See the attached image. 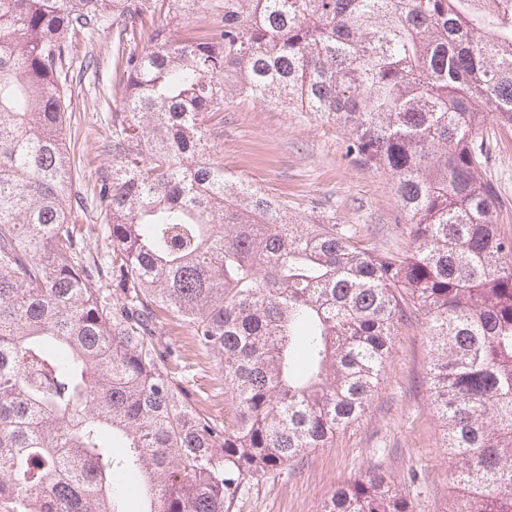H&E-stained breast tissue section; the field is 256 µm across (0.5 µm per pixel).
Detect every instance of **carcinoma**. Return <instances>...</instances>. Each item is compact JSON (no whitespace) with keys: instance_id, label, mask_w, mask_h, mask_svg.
Segmentation results:
<instances>
[{"instance_id":"carcinoma-1","label":"carcinoma","mask_w":512,"mask_h":512,"mask_svg":"<svg viewBox=\"0 0 512 512\" xmlns=\"http://www.w3.org/2000/svg\"><path fill=\"white\" fill-rule=\"evenodd\" d=\"M116 14L112 164L89 197L65 146L71 65ZM229 94L342 130L408 246L290 219L232 177ZM491 124L512 127V0H0V512H226L362 417L409 322L465 512H512ZM160 310L219 356L234 425L197 407ZM322 512L413 510L374 473Z\"/></svg>"}]
</instances>
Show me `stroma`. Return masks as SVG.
Here are the masks:
<instances>
[{
	"mask_svg": "<svg viewBox=\"0 0 512 512\" xmlns=\"http://www.w3.org/2000/svg\"><path fill=\"white\" fill-rule=\"evenodd\" d=\"M112 27L93 38L96 66L74 60L71 143L90 159L80 176L92 188L97 148L108 134L115 76L109 62ZM489 149L486 174L502 209L499 224L512 235V128L484 129ZM347 136L333 124L304 112L278 109L235 96L224 101V135L216 142L233 177L281 201L290 215L317 224H343L377 251L406 246L408 221L400 214L386 179L346 157ZM158 333L187 363L201 409L221 419L231 410L219 359L199 352L190 329L172 314L160 316ZM430 358L423 329L400 326L381 372L375 397L358 423L303 462L253 479L248 493L229 512H321L337 486L379 471L410 501L413 512H462L452 487L453 464L440 448V423L426 384Z\"/></svg>",
	"mask_w": 512,
	"mask_h": 512,
	"instance_id": "obj_1",
	"label": "stroma"
}]
</instances>
